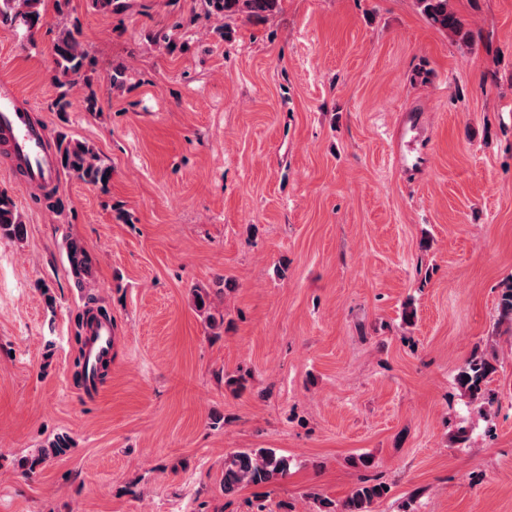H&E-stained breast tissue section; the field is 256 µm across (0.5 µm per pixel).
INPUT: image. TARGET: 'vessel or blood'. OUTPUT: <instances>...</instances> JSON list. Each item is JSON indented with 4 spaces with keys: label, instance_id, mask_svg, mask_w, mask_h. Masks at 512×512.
Here are the masks:
<instances>
[{
    "label": "vessel or blood",
    "instance_id": "1",
    "mask_svg": "<svg viewBox=\"0 0 512 512\" xmlns=\"http://www.w3.org/2000/svg\"><path fill=\"white\" fill-rule=\"evenodd\" d=\"M48 131L36 123L31 107L22 100L16 86L8 79H0V171L22 174L23 186L37 190L56 175L54 155L48 144ZM94 337L88 346L86 357L88 388H96V369L100 358L110 356L112 329L102 323L95 327Z\"/></svg>",
    "mask_w": 512,
    "mask_h": 512
}]
</instances>
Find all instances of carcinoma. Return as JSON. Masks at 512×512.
Here are the masks:
<instances>
[{
  "label": "carcinoma",
  "instance_id": "cac0c4a2",
  "mask_svg": "<svg viewBox=\"0 0 512 512\" xmlns=\"http://www.w3.org/2000/svg\"><path fill=\"white\" fill-rule=\"evenodd\" d=\"M49 1L55 14L65 21L52 46L51 83L56 95L51 108L60 114L70 111L71 90L82 83L88 89L83 100L84 109L96 112L99 98L90 74L96 71L97 61L89 47L78 38L81 22L79 17L72 14L71 0H0V28L21 30L29 41H34V35L43 25ZM416 3L432 26L465 44L475 43L470 24L451 6L450 0H416ZM206 4L216 15H241L247 19L264 18L280 8V0H206ZM56 150L59 167L76 179L102 189L111 183L112 168L102 164L92 143L61 132L56 136ZM0 236L15 241H22L27 236V225L18 212L15 200L3 191H0ZM64 249L74 283L79 288L86 287L94 277L92 256L83 242L73 236L65 237ZM194 303L196 310L206 315L210 328L223 327L224 315L215 311L207 290H194ZM495 362L494 355L474 354L460 367L457 384L471 400H485V385L496 370ZM70 448L69 436L57 435L29 463L27 472H33L50 458L65 455ZM288 469V458L270 448H248L235 452L224 459V495H232L246 485L272 484L285 476ZM384 487L382 482L363 481L339 505L316 494L311 498L319 503V512H372V505L388 494Z\"/></svg>",
  "mask_w": 512,
  "mask_h": 512
}]
</instances>
